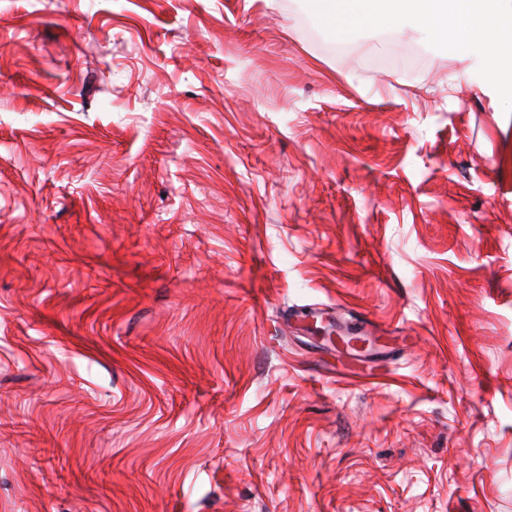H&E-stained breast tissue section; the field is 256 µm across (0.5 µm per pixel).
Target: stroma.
I'll return each instance as SVG.
<instances>
[{"label": "stroma", "instance_id": "35a3bbf8", "mask_svg": "<svg viewBox=\"0 0 512 512\" xmlns=\"http://www.w3.org/2000/svg\"><path fill=\"white\" fill-rule=\"evenodd\" d=\"M323 10L0 0V512H512V59Z\"/></svg>", "mask_w": 512, "mask_h": 512}]
</instances>
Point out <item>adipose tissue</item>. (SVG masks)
Here are the masks:
<instances>
[{
  "mask_svg": "<svg viewBox=\"0 0 512 512\" xmlns=\"http://www.w3.org/2000/svg\"><path fill=\"white\" fill-rule=\"evenodd\" d=\"M495 0H325L327 21L342 35L358 25L377 24L397 13L412 16L436 37L465 36L484 55L512 42V19L494 8Z\"/></svg>",
  "mask_w": 512,
  "mask_h": 512,
  "instance_id": "ef3b65f1",
  "label": "adipose tissue"
}]
</instances>
